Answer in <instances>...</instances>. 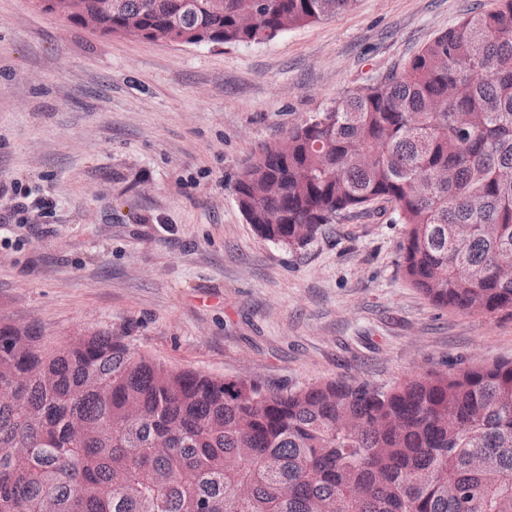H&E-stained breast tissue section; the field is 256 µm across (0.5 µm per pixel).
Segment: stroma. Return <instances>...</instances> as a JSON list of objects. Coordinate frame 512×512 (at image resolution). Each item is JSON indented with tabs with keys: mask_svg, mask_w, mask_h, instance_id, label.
<instances>
[{
	"mask_svg": "<svg viewBox=\"0 0 512 512\" xmlns=\"http://www.w3.org/2000/svg\"><path fill=\"white\" fill-rule=\"evenodd\" d=\"M496 0H356L251 45L105 37L0 0V318L270 386L390 387L512 358V310L432 306L399 270L402 227L354 216L301 248L238 208L245 161Z\"/></svg>",
	"mask_w": 512,
	"mask_h": 512,
	"instance_id": "35a3bbf8",
	"label": "stroma"
}]
</instances>
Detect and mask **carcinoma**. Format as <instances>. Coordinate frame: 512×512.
<instances>
[{
    "instance_id": "obj_1",
    "label": "carcinoma",
    "mask_w": 512,
    "mask_h": 512,
    "mask_svg": "<svg viewBox=\"0 0 512 512\" xmlns=\"http://www.w3.org/2000/svg\"><path fill=\"white\" fill-rule=\"evenodd\" d=\"M354 0H116L188 42L255 44ZM252 12L256 24L240 16ZM512 0L259 148L246 221L288 248L392 210L432 305L512 310ZM0 512H512V359L409 377L265 385L179 368L107 331L0 319ZM18 447L29 449L19 455Z\"/></svg>"
}]
</instances>
